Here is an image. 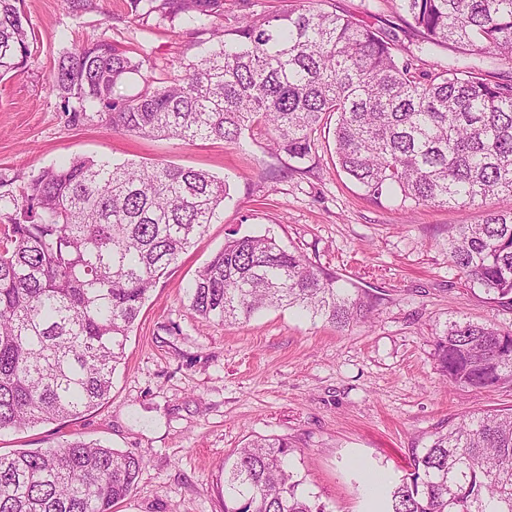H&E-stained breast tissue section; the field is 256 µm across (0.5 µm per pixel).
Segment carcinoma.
<instances>
[{
    "mask_svg": "<svg viewBox=\"0 0 512 512\" xmlns=\"http://www.w3.org/2000/svg\"><path fill=\"white\" fill-rule=\"evenodd\" d=\"M302 0L245 14L184 73L145 76L146 60L107 39L54 62L66 122L185 144L236 142L261 124L300 164L333 129L340 170L365 195L404 210L506 201L480 224L448 232L458 275L512 306V80L477 63L425 68L452 44L512 64V0H402L417 50L398 35ZM131 15L173 22L224 15V0H128ZM32 33L21 0H0V78L26 67ZM229 195L203 170L78 157L8 193L0 237V430L75 420L101 404L149 292L206 231ZM203 321H247L297 308L339 330L369 321L373 296L341 282L267 235L228 237L186 289ZM451 388L512 385V330L450 320L435 341ZM410 473L378 498L383 512H512V412L464 415L412 449ZM142 458L74 438L56 448L0 454V512H112L133 491ZM288 442L255 438L224 459V512H328L301 488Z\"/></svg>",
    "mask_w": 512,
    "mask_h": 512,
    "instance_id": "obj_1",
    "label": "carcinoma"
}]
</instances>
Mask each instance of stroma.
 Here are the masks:
<instances>
[{"label": "stroma", "instance_id": "obj_1", "mask_svg": "<svg viewBox=\"0 0 512 512\" xmlns=\"http://www.w3.org/2000/svg\"><path fill=\"white\" fill-rule=\"evenodd\" d=\"M75 16L61 0H24L37 60L0 79V186L77 157L203 169L230 196L205 234L168 268L143 306L108 400L74 421L0 431V453L81 438L143 458L138 484L112 512H224V459L248 438L287 439L306 493L329 512H371V482L396 483L412 449L437 427L512 407V386L459 391L445 384L434 340L449 319L512 330V309L448 264V228L485 210L404 211L373 202L336 169L319 140L309 172L271 150L264 127L235 143L144 138L101 122L67 125L49 89L51 65L76 43L106 37L155 74H179L209 44L202 24L133 21L128 0H92ZM401 0H327L378 31L400 25ZM269 234L286 248L378 296L367 324L345 331L291 310L243 324L202 321L185 289L228 233Z\"/></svg>", "mask_w": 512, "mask_h": 512}]
</instances>
